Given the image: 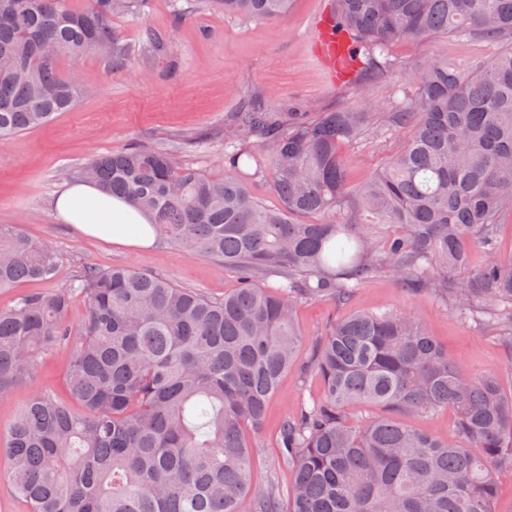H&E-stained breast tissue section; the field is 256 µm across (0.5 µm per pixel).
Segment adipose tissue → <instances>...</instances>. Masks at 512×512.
<instances>
[{
  "label": "adipose tissue",
  "mask_w": 512,
  "mask_h": 512,
  "mask_svg": "<svg viewBox=\"0 0 512 512\" xmlns=\"http://www.w3.org/2000/svg\"><path fill=\"white\" fill-rule=\"evenodd\" d=\"M52 209L59 221L87 237L140 248L156 241L148 215L92 183L62 185L54 195Z\"/></svg>",
  "instance_id": "ef3b65f1"
}]
</instances>
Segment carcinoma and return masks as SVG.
<instances>
[{"instance_id": "cac0c4a2", "label": "carcinoma", "mask_w": 512, "mask_h": 512, "mask_svg": "<svg viewBox=\"0 0 512 512\" xmlns=\"http://www.w3.org/2000/svg\"><path fill=\"white\" fill-rule=\"evenodd\" d=\"M145 2L0 0V140L73 109L79 85L63 60L97 53L116 70L135 60L111 23ZM196 2L274 20L290 0ZM333 4L365 69L380 81L402 74V96L386 107L279 112L246 94L224 119L222 179L184 163L180 147L138 144L65 169L132 202L157 237L233 271L239 287L212 300L155 274L87 266L67 288L0 308V400L43 354L71 349L68 399L32 394L9 429L10 481L27 512H498L512 390L454 362L408 311L330 325L311 363L321 395L279 425L288 497L252 482L251 449L301 341L298 304L347 302L388 272L512 350V257L498 255L512 214V0ZM441 35L502 49L472 64L403 66L390 54ZM396 134L400 149L351 184L343 150ZM257 177L279 206L254 197ZM473 246L489 256L479 269L468 265ZM56 266L48 243L0 225V290L49 281ZM268 274L282 282L261 287ZM77 296L87 314L74 329ZM356 404L384 413L355 421ZM448 407L446 437L409 422Z\"/></svg>"}]
</instances>
